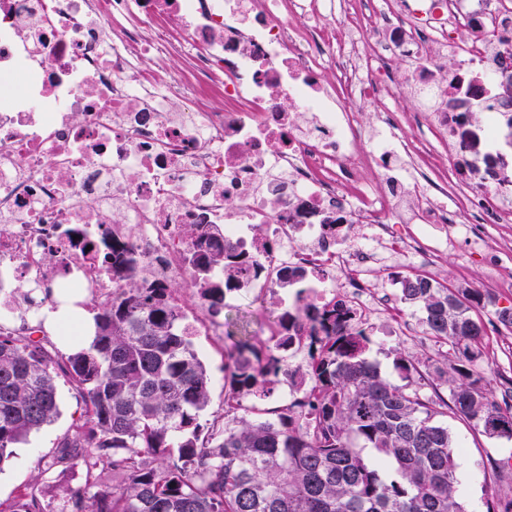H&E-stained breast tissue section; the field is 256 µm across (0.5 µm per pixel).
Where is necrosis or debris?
Masks as SVG:
<instances>
[{
	"instance_id": "obj_1",
	"label": "necrosis or debris",
	"mask_w": 512,
	"mask_h": 512,
	"mask_svg": "<svg viewBox=\"0 0 512 512\" xmlns=\"http://www.w3.org/2000/svg\"><path fill=\"white\" fill-rule=\"evenodd\" d=\"M174 54L188 68L171 78ZM394 58L429 103L411 136L377 113L380 139L359 108L397 99ZM504 70L512 0H407L397 13L390 0H0V74L22 78L0 97V328L36 286L48 305L64 284L111 305L103 254L116 238L146 280L186 281L190 330L213 331L184 261L188 225L209 224L262 267L257 297L341 300L369 335H422L397 280L372 287L374 252L428 266L460 220L478 250L493 243L485 225L512 224L493 146ZM208 95L223 108H201ZM295 267L308 278L283 288Z\"/></svg>"
}]
</instances>
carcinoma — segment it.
<instances>
[{
    "mask_svg": "<svg viewBox=\"0 0 512 512\" xmlns=\"http://www.w3.org/2000/svg\"><path fill=\"white\" fill-rule=\"evenodd\" d=\"M193 286L213 312L257 263L203 224L189 230ZM221 268L227 279L211 275ZM401 303L419 307L438 352L448 396L425 391L420 363L395 350L397 385L371 361L372 339L351 328L342 302L283 311L276 336L256 341L234 323L233 368L224 413L205 417L210 377L183 323L172 283L140 277L138 261L112 244V305L94 317V339L69 353L0 330V468L16 445L60 415L62 372L84 405L41 472L76 467L86 486L54 511L27 493L0 512H467L456 495L457 457L445 419L452 414L488 438L512 440V398L491 399L481 368L485 296L421 274L400 277ZM308 351L289 375L303 399L256 421L248 396L274 390L281 349Z\"/></svg>",
    "mask_w": 512,
    "mask_h": 512,
    "instance_id": "cac0c4a2",
    "label": "carcinoma"
}]
</instances>
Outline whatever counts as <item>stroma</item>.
<instances>
[{"label":"stroma","instance_id":"35a3bbf8","mask_svg":"<svg viewBox=\"0 0 512 512\" xmlns=\"http://www.w3.org/2000/svg\"><path fill=\"white\" fill-rule=\"evenodd\" d=\"M496 260L494 253L470 251L464 233H457L447 250L441 251L429 277L451 288L489 290L497 307H512V290L508 288L487 289V276L491 264ZM282 307L273 299L254 300L246 293L224 300L223 308L215 315L216 321L236 313L247 315L251 328L258 339H266L268 328ZM484 369L491 372V390L501 394L505 387L512 385V330L500 327L496 321L486 323ZM195 348L204 362L210 376V414L219 415L224 411V384L229 376L227 366L231 344L216 345L210 337L196 334ZM60 415L57 420L40 431L30 435L27 442L18 444L8 464L0 468V504L9 505L25 493L47 488L48 502L60 503L71 490L83 487L85 476L82 469H74L64 479H55L53 473L39 474L37 463L49 458L56 450L59 440L72 433L83 414V403L77 397L66 376L57 378ZM448 428L460 448L457 470V494L466 502L470 512H494L497 500L503 496L512 497V469L494 472L492 464L498 460H512V440L490 439L473 432L464 422L452 418Z\"/></svg>","mask_w":512,"mask_h":512}]
</instances>
